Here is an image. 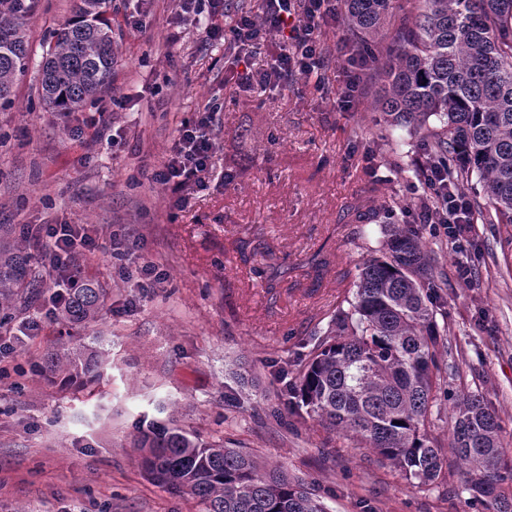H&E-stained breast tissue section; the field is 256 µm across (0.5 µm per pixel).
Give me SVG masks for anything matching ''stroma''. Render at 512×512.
<instances>
[{"mask_svg":"<svg viewBox=\"0 0 512 512\" xmlns=\"http://www.w3.org/2000/svg\"><path fill=\"white\" fill-rule=\"evenodd\" d=\"M48 3L30 23L32 61L14 103L0 108V225L76 224L97 236L98 250L78 265L82 280L107 290L94 329L107 362L84 387L31 373L45 353L75 342L51 292L0 326V512H199L191 497L147 477L133 440L152 423L283 468L327 512H486L451 448L446 481L410 485L316 415L289 411L274 379L276 362L308 354L349 296L337 271L379 253L377 222L340 218L372 208L367 175L396 195L393 222L417 221L426 161L418 135L397 128L371 141L369 99L336 108L354 41L343 23L321 35L322 87L293 77L285 89L245 93L224 48L192 33L167 44L176 0H152L140 30L122 26L134 0H112V24L123 29L112 84L67 117L39 105L42 44L72 5ZM132 88L141 93L136 107L118 106ZM211 106L208 185L183 210L170 209L153 175L180 121ZM101 111L121 138L83 143V119ZM115 233L128 235L126 255L113 252ZM425 239L443 296L437 321L448 327L451 352L440 357L448 388L482 393L512 445V243L498 225H472L469 286L449 241L430 227ZM320 252L331 260L322 287L291 278L272 295L256 274ZM147 262L161 279L138 274Z\"/></svg>","mask_w":512,"mask_h":512,"instance_id":"1","label":"stroma"}]
</instances>
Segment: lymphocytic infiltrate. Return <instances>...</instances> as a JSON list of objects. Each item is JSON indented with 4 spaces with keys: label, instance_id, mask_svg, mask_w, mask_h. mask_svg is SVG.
Wrapping results in <instances>:
<instances>
[{
    "label": "lymphocytic infiltrate",
    "instance_id": "f902f5d3",
    "mask_svg": "<svg viewBox=\"0 0 512 512\" xmlns=\"http://www.w3.org/2000/svg\"><path fill=\"white\" fill-rule=\"evenodd\" d=\"M336 20L331 0H257L256 10L228 17L225 0H178L177 17L168 34L169 44H177L186 30H194L206 44L224 42L233 49V63L239 68L242 90H272L286 87L289 77L317 81L325 67L319 51L324 26ZM265 53V67L253 69L251 54ZM214 112H197L183 121L161 169L156 174L169 193L171 208H184L191 193L203 187L209 174L213 152L211 128ZM422 172V200L443 203V217L436 221L439 231L455 227L467 230L470 218L460 191L450 189L439 171L425 166ZM36 237L51 256V287L77 283L76 252H94L99 243L85 229L70 224H42Z\"/></svg>",
    "mask_w": 512,
    "mask_h": 512
}]
</instances>
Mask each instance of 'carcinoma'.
<instances>
[{
    "instance_id": "carcinoma-1",
    "label": "carcinoma",
    "mask_w": 512,
    "mask_h": 512,
    "mask_svg": "<svg viewBox=\"0 0 512 512\" xmlns=\"http://www.w3.org/2000/svg\"><path fill=\"white\" fill-rule=\"evenodd\" d=\"M41 0H0V107L29 64L27 25ZM344 0V24L373 40L371 83L378 130L407 127L421 135L427 163L461 190L476 174L483 196L469 201L486 224L512 225V0ZM112 0H73L72 15L50 33L41 64L39 99L49 112H77L112 83L116 41ZM402 11L395 53L381 36L393 10ZM380 255L353 278L350 309H339L292 384L288 409H310L330 429L389 461L409 479L432 485L443 458L431 433L433 408L448 396L439 351L448 347L434 307L437 283L416 224L381 225ZM0 232V308L29 304L46 282L21 245ZM330 261L314 258L304 275L322 283ZM105 289L93 282L69 289L57 316L80 332L101 320ZM104 353L85 346L45 355L48 377L100 379ZM450 443L466 465L474 501L488 512H512V450L478 393L453 409ZM148 477L190 495L201 512H326L282 469L261 472L259 458L224 443H203L178 429L153 426L134 439Z\"/></svg>"
}]
</instances>
